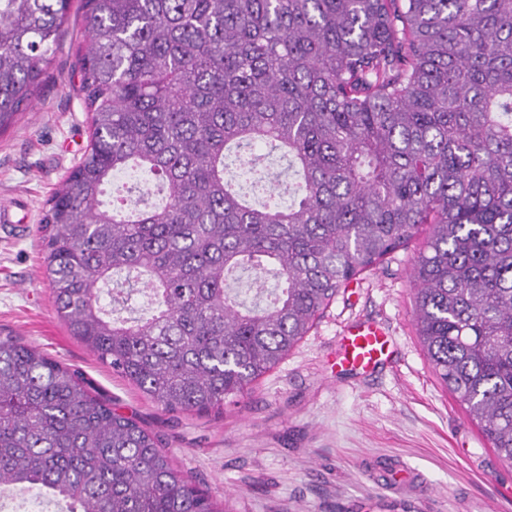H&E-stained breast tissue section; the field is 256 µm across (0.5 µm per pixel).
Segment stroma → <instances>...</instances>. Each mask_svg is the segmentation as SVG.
<instances>
[{"label": "stroma", "instance_id": "obj_1", "mask_svg": "<svg viewBox=\"0 0 512 512\" xmlns=\"http://www.w3.org/2000/svg\"><path fill=\"white\" fill-rule=\"evenodd\" d=\"M82 12L32 109L0 134V338L13 336L79 370L113 408L159 433L175 468L229 512H512V465L501 463L437 379L414 322L411 275L428 230L356 277L239 403L167 413L70 336L45 277V203L80 162L89 120L78 92ZM386 326L395 352L370 376L337 372L349 324Z\"/></svg>", "mask_w": 512, "mask_h": 512}]
</instances>
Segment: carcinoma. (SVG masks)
Instances as JSON below:
<instances>
[{
    "instance_id": "obj_1",
    "label": "carcinoma",
    "mask_w": 512,
    "mask_h": 512,
    "mask_svg": "<svg viewBox=\"0 0 512 512\" xmlns=\"http://www.w3.org/2000/svg\"><path fill=\"white\" fill-rule=\"evenodd\" d=\"M89 148L47 201L54 307L166 412L245 394L340 290L430 225L415 325L441 384L512 464V0H83ZM70 0H0V131L28 109ZM286 208L255 206L279 174ZM148 173L162 204L110 207ZM240 271L281 287L252 301ZM112 310L100 303L102 292ZM137 292L147 313L118 306ZM69 512H223L84 374L0 339V496Z\"/></svg>"
}]
</instances>
